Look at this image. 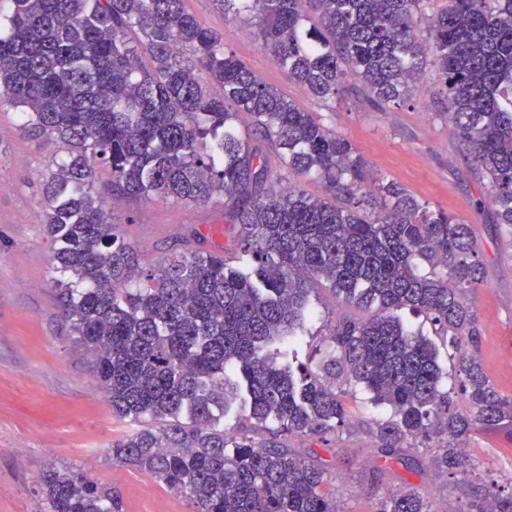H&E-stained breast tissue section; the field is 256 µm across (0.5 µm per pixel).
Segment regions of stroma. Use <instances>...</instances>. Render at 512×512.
Listing matches in <instances>:
<instances>
[{
  "instance_id": "35a3bbf8",
  "label": "stroma",
  "mask_w": 512,
  "mask_h": 512,
  "mask_svg": "<svg viewBox=\"0 0 512 512\" xmlns=\"http://www.w3.org/2000/svg\"><path fill=\"white\" fill-rule=\"evenodd\" d=\"M199 24L223 34L226 47L266 84L349 140L376 171L400 182L419 200L474 227L485 281L472 295L481 326L474 348L487 376L512 397V240L501 236L490 211L477 208L484 185L469 152L441 115L445 95L436 73L418 82L411 99L376 111L360 84L325 105L293 83L253 36L246 18L224 13L215 0H184ZM67 153L54 141L29 136L20 114L0 106V512H44L40 477L73 468L116 488L125 512H195L193 501L151 474L113 461V442L140 429L113 417L93 371L91 355L73 336L51 281L50 245L39 211L42 184ZM118 231L152 268L171 252L223 248L243 264L239 227L212 201L122 198L109 202ZM297 360L307 363L330 325L367 313L341 303L326 283L311 296ZM353 408L348 427L320 440L301 434L283 439L295 454L321 466L327 491L342 512H375L388 494L417 488L436 508L468 512L488 489L512 493V426L479 428L465 445L455 474L435 468L428 448H402L383 456L372 435L388 407L370 402L356 384L346 387Z\"/></svg>"
}]
</instances>
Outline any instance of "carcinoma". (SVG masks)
<instances>
[{
    "mask_svg": "<svg viewBox=\"0 0 512 512\" xmlns=\"http://www.w3.org/2000/svg\"><path fill=\"white\" fill-rule=\"evenodd\" d=\"M216 2L252 19L276 64L326 103L354 81L384 112L434 68L445 118L487 186L478 208L512 234V0ZM2 102L20 110L28 134L69 150L42 188L53 283L112 415L150 420L112 444V459L151 473L196 512H339L324 471L278 437L322 439L348 425L340 381L389 406L375 433L384 455L434 429L448 435L432 456L447 472L460 441L512 423V397L469 349L480 336L471 294L485 277L473 226L375 172L354 144L259 80L184 0H0ZM263 142L297 183L281 186ZM99 165L114 198L224 204L248 265L195 250L142 268L95 186ZM307 179L338 203L308 195ZM322 281L373 315L336 323L316 370L297 377L291 360ZM403 309L442 326L459 362L451 384ZM243 390L247 419L271 434L259 446L221 424ZM41 486L47 512H124L112 487L80 471L52 467ZM487 496L477 512H512V496ZM376 512L431 510L406 490Z\"/></svg>",
    "mask_w": 512,
    "mask_h": 512,
    "instance_id": "1",
    "label": "carcinoma"
}]
</instances>
